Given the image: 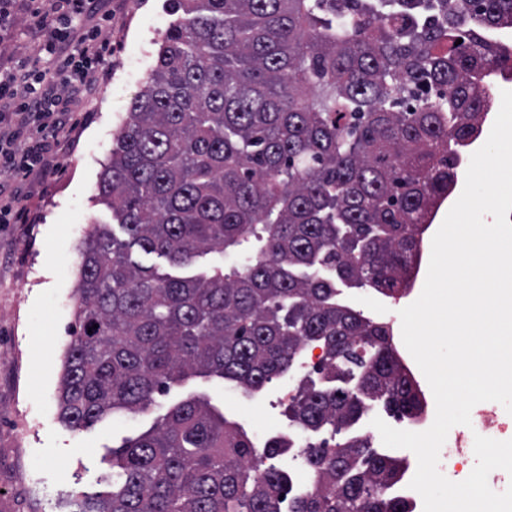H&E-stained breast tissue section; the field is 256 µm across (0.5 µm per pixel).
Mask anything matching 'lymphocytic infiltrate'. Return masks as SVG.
Here are the masks:
<instances>
[{
	"mask_svg": "<svg viewBox=\"0 0 512 512\" xmlns=\"http://www.w3.org/2000/svg\"><path fill=\"white\" fill-rule=\"evenodd\" d=\"M86 0H27V12L39 33L30 60L0 69V171L21 175L43 166L46 144L21 147L18 131L47 127L49 118L66 111L80 97L89 76L106 60L98 27L81 26Z\"/></svg>",
	"mask_w": 512,
	"mask_h": 512,
	"instance_id": "obj_1",
	"label": "lymphocytic infiltrate"
}]
</instances>
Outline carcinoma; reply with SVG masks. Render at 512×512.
I'll return each instance as SVG.
<instances>
[{
	"label": "carcinoma",
	"instance_id": "1",
	"mask_svg": "<svg viewBox=\"0 0 512 512\" xmlns=\"http://www.w3.org/2000/svg\"><path fill=\"white\" fill-rule=\"evenodd\" d=\"M175 19L99 173L103 227L81 251L79 305L58 395L73 429L143 412L191 377L246 393L295 371L288 421L314 490L256 470L253 446L206 402L172 405L112 451V488L80 512H413L405 459L355 426L424 412L390 326L340 286L411 287L422 235L493 99L481 77L512 56V0H167ZM462 43H457V40ZM165 259L160 274L132 251ZM247 253L194 272L212 252ZM98 328H93V325ZM288 442L264 445L267 460Z\"/></svg>",
	"mask_w": 512,
	"mask_h": 512
}]
</instances>
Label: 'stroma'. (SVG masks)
<instances>
[{
    "instance_id": "stroma-1",
    "label": "stroma",
    "mask_w": 512,
    "mask_h": 512,
    "mask_svg": "<svg viewBox=\"0 0 512 512\" xmlns=\"http://www.w3.org/2000/svg\"><path fill=\"white\" fill-rule=\"evenodd\" d=\"M148 12L166 15L165 0H94L87 18L109 45V65L91 75L88 95L55 115L64 133L50 169L24 178L0 176V190L23 196L28 209L23 223L0 224V512H69L76 494L107 490L111 449L148 430L170 405L191 395L210 400L256 447H263L269 435L252 406L262 403L283 413L295 390L292 372L250 394L219 377H194L157 397L148 411L108 417L82 431L58 418L80 250L94 225L112 221L111 210L97 200L101 165L127 116L128 100L141 87L139 80L127 82V73L134 68L147 75L165 32L143 23ZM71 211L80 214V223H64ZM426 276L419 271L410 293L396 299L369 287L342 294L353 309L392 326L394 345L409 365L414 359L403 343L399 312L420 296ZM38 305L44 308L46 332L37 348L29 314Z\"/></svg>"
}]
</instances>
